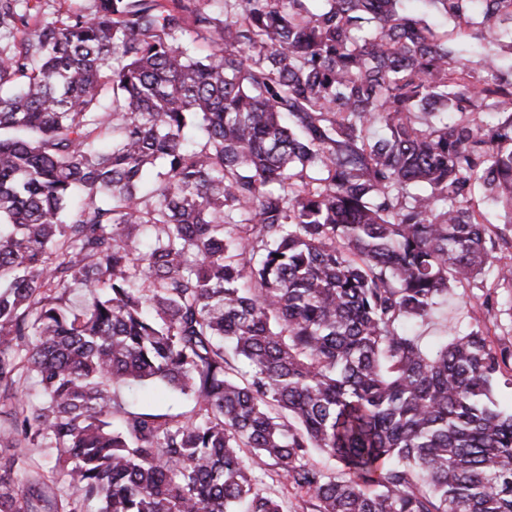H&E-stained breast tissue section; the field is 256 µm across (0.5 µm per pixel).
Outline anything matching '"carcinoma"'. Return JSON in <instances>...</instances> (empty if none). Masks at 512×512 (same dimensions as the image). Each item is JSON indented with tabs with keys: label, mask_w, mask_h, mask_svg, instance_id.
I'll use <instances>...</instances> for the list:
<instances>
[{
	"label": "carcinoma",
	"mask_w": 512,
	"mask_h": 512,
	"mask_svg": "<svg viewBox=\"0 0 512 512\" xmlns=\"http://www.w3.org/2000/svg\"><path fill=\"white\" fill-rule=\"evenodd\" d=\"M410 2L0 0V512H512V350L414 331L512 210V0ZM476 200L479 201L480 208L487 212V217L491 224H494V231L505 237L509 242H512V221L510 215L501 209L480 201V196H477ZM190 408V403L177 398L175 394L160 384L143 386L134 396L131 409L175 416ZM264 481L267 486L276 490V494L284 500V506H288V512H303L304 502L308 499L303 493L288 489L284 485V480L277 475L276 469L273 467H265Z\"/></svg>",
	"instance_id": "carcinoma-1"
}]
</instances>
